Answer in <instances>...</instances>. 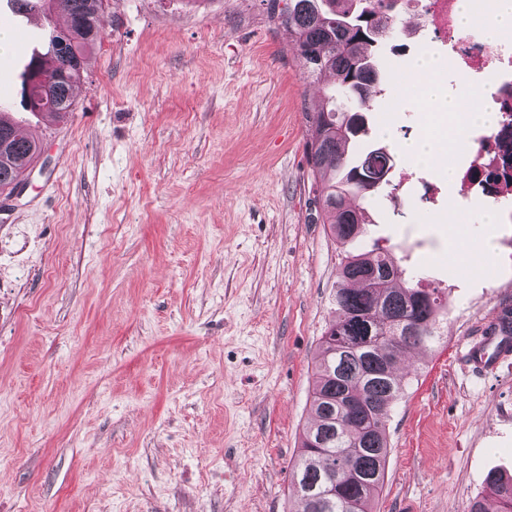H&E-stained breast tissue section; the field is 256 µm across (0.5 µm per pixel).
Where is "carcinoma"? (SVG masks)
<instances>
[{
	"mask_svg": "<svg viewBox=\"0 0 512 512\" xmlns=\"http://www.w3.org/2000/svg\"><path fill=\"white\" fill-rule=\"evenodd\" d=\"M269 0L270 17L288 28L291 44L304 61L307 76L330 74L337 87L327 103L303 109L308 133L306 156L316 203L327 215L330 236L340 242L360 237L370 222L368 210L353 205L349 188L377 196L390 184L386 163L393 156L384 147L349 161V144L366 132L368 114L379 110L383 74L373 47L395 33L390 14L396 0ZM104 0H43L47 10H59L73 24L75 16L90 18L99 35L57 50L67 27L50 32L51 61L34 57L42 75L67 72L80 80L92 53L102 42ZM72 82L54 85L43 110L60 119L73 110ZM9 135L7 158L0 159V190L19 183V176L39 155L40 145L24 127L0 119V136ZM405 270L381 248L345 254L337 268L334 319L321 338L314 369L312 423L301 435L289 492L296 512H371L382 488L388 456L386 425L393 403L402 397L405 377L396 363L415 350H428L441 339L440 324L448 307L439 288L403 279ZM353 460L362 476L345 482L337 493L326 488L336 471ZM498 512H512V476L492 472L487 477Z\"/></svg>",
	"mask_w": 512,
	"mask_h": 512,
	"instance_id": "carcinoma-1",
	"label": "carcinoma"
}]
</instances>
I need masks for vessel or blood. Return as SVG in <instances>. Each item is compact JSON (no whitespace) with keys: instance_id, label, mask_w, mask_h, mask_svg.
Instances as JSON below:
<instances>
[{"instance_id":"1","label":"vessel or blood","mask_w":512,"mask_h":512,"mask_svg":"<svg viewBox=\"0 0 512 512\" xmlns=\"http://www.w3.org/2000/svg\"><path fill=\"white\" fill-rule=\"evenodd\" d=\"M466 363L475 371L493 373L512 360V310L498 307L488 317L479 339L463 354Z\"/></svg>"}]
</instances>
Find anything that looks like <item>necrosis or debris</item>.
<instances>
[{"mask_svg": "<svg viewBox=\"0 0 512 512\" xmlns=\"http://www.w3.org/2000/svg\"><path fill=\"white\" fill-rule=\"evenodd\" d=\"M455 4L456 0H428L419 14L422 23H432L448 33L463 76L479 73L494 80L493 103L499 118L490 130L469 137L470 163L481 169L471 184L494 199L505 223L512 224V200L505 197L512 184V38L495 44L473 40L458 26Z\"/></svg>", "mask_w": 512, "mask_h": 512, "instance_id": "obj_1", "label": "necrosis or debris"}]
</instances>
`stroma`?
Instances as JSON below:
<instances>
[{
	"label": "stroma",
	"mask_w": 512,
	"mask_h": 512,
	"mask_svg": "<svg viewBox=\"0 0 512 512\" xmlns=\"http://www.w3.org/2000/svg\"><path fill=\"white\" fill-rule=\"evenodd\" d=\"M105 34L66 120L0 196V512H293L314 358L344 250L373 245L448 297L387 422L373 512H469L512 473V362L461 357L512 307V224L396 149L425 126L411 61L447 38L383 42L384 94L359 149L394 152L392 193L340 245L308 179L304 78L265 0H105ZM492 240L490 252L478 251Z\"/></svg>",
	"instance_id": "obj_1"
}]
</instances>
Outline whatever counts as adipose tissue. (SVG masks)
I'll use <instances>...</instances> for the list:
<instances>
[{
    "mask_svg": "<svg viewBox=\"0 0 512 512\" xmlns=\"http://www.w3.org/2000/svg\"><path fill=\"white\" fill-rule=\"evenodd\" d=\"M442 60L430 53H422L413 63L410 80L420 89V107L426 115H455L461 103H468L469 110L463 117L464 124L493 125L497 115L486 103V92H477L468 87H461L453 97H445L437 81L443 69Z\"/></svg>",
    "mask_w": 512,
    "mask_h": 512,
    "instance_id": "1",
    "label": "adipose tissue"
}]
</instances>
